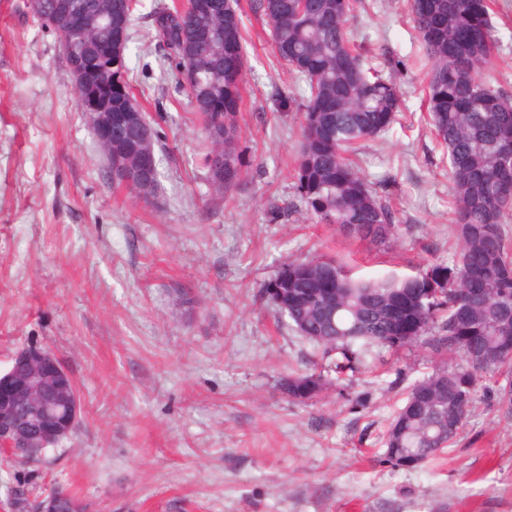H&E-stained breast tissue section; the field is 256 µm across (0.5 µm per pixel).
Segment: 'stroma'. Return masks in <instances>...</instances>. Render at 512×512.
Returning <instances> with one entry per match:
<instances>
[{
    "mask_svg": "<svg viewBox=\"0 0 512 512\" xmlns=\"http://www.w3.org/2000/svg\"><path fill=\"white\" fill-rule=\"evenodd\" d=\"M171 2L142 0L127 49L133 91L159 132L161 190L146 205L106 180L57 36L29 0H0V368L27 344L47 346L82 403L79 429L44 462L0 466V512H13L7 491L19 485L34 499L64 489L91 512H512V411L492 391L438 461L408 470L381 456L408 388L460 355H373L306 402L280 389L324 365L262 298L281 266L327 254L368 280L458 256L407 0H359L349 21L403 91L397 123L358 157L407 226L386 252L298 213L268 223V205L293 196L299 144L298 115L276 96L303 85L248 10L240 123L261 170L213 195L193 106L145 37ZM491 22L483 75L512 95V0H497Z\"/></svg>",
    "mask_w": 512,
    "mask_h": 512,
    "instance_id": "35a3bbf8",
    "label": "stroma"
}]
</instances>
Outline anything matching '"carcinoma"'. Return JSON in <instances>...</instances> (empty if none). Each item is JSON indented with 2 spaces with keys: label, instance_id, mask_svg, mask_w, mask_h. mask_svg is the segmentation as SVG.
I'll use <instances>...</instances> for the list:
<instances>
[{
  "label": "carcinoma",
  "instance_id": "cac0c4a2",
  "mask_svg": "<svg viewBox=\"0 0 512 512\" xmlns=\"http://www.w3.org/2000/svg\"><path fill=\"white\" fill-rule=\"evenodd\" d=\"M61 0H29V9L53 33L66 58L91 55L106 31L103 12L112 14V34L122 41L114 66L98 76L112 84V165L138 169L129 191L152 201L160 189L159 136L145 133L132 113L144 111L128 82L126 48L138 0H66L92 18L88 28L69 31ZM356 0H250L264 17L275 56L306 85L300 98L279 97L284 110L299 112L301 141L293 168L294 199L270 204L266 218L278 224L298 212L312 224H331L346 236L384 248L402 236L390 204L378 195L354 159L361 144L389 131L402 111L403 97L393 79L373 65L347 22ZM494 0H409L428 71L427 124L448 160L459 257L453 265L434 264L419 276L355 280L330 258L294 261L281 267L264 290L278 318L333 358L330 370L355 371L377 349L396 352L416 345L438 355L459 354L467 367L437 366L408 391L382 433L384 459L402 456L427 462L455 442L482 385L477 371L493 379L503 398L512 357L482 362V352L512 342V244L504 226L512 219V98L480 76L495 48L490 25ZM240 0H196L189 9L162 7L153 13L152 38L174 63L190 97L202 137V168L217 194L229 195L249 174L251 159L242 147L237 114L242 100L245 48ZM206 41L194 38L197 29ZM468 268L488 274L486 296L464 292ZM406 300L418 330L393 340L389 313ZM320 393L321 374L290 375L281 384L293 396L300 383ZM470 400L448 427L462 383Z\"/></svg>",
  "mask_w": 512,
  "mask_h": 512
}]
</instances>
